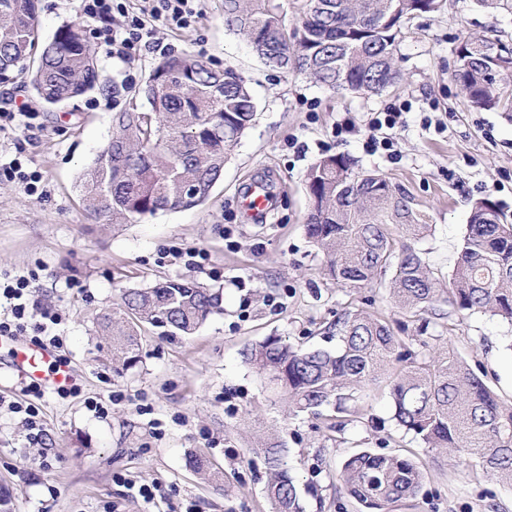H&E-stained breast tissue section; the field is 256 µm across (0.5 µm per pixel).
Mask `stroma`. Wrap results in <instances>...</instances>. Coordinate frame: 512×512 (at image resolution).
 I'll use <instances>...</instances> for the list:
<instances>
[{
	"label": "stroma",
	"mask_w": 512,
	"mask_h": 512,
	"mask_svg": "<svg viewBox=\"0 0 512 512\" xmlns=\"http://www.w3.org/2000/svg\"><path fill=\"white\" fill-rule=\"evenodd\" d=\"M202 15L187 29L159 24L155 36L173 54L187 53L212 67H233L249 81L255 121L224 167L208 201L115 229L93 223L78 184L112 134V116L145 108L137 89L160 55L141 51L120 63L96 48L111 88L54 109L40 108L36 135L0 131V164L18 158L39 171V192L27 195L0 174V279L31 275L32 295L62 317L69 366L81 388L39 402L41 442L31 443L21 415L6 405L23 401L24 385L0 358V490L15 512H270L267 474L259 447L272 440L286 450L305 512H363L339 481L352 453L412 450L426 467L419 493L396 512H512V486L465 468L457 457L434 463L433 453L392 418L386 380L361 392L362 415L332 428L330 421L289 414L288 407L248 365L242 351L268 336L304 347H335L327 336L337 313L364 308L386 320L404 340L417 334L411 314L396 308L385 283L344 288L331 280L326 259L307 235L311 207L307 177L322 157L339 154L354 169L374 170L404 188L423 223L418 244L434 272L450 275L473 204L497 203L512 221V112L474 110L451 73L455 48L466 36L497 33L512 44V14L448 0L445 10L415 19L395 53L398 84L378 94L329 91L303 74L265 66L251 46L224 26V0H201ZM42 41L59 27L83 23L81 0H38ZM408 102L397 130L399 156L365 148L368 113ZM441 118L444 132L424 129ZM354 128L336 137L338 120ZM264 182L272 204L256 223L243 189ZM203 248L198 268L163 259L171 246ZM167 278L198 281L223 291L222 313L194 336H164L145 328L140 361L123 375L101 361V315L124 288ZM444 340L486 382L499 401L512 403V324L491 315L451 312ZM108 402L97 416L86 399ZM210 455L224 470L216 493L185 465L189 452ZM48 467H40V458ZM151 486L144 501L138 485Z\"/></svg>",
	"instance_id": "1"
}]
</instances>
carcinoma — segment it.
Listing matches in <instances>:
<instances>
[{
  "mask_svg": "<svg viewBox=\"0 0 512 512\" xmlns=\"http://www.w3.org/2000/svg\"><path fill=\"white\" fill-rule=\"evenodd\" d=\"M445 0H301L293 26L275 0H224V26L245 39L269 66L300 71L323 87L379 93L397 80L394 57L402 30L438 12ZM38 0H0V84L15 82L39 54L29 85L46 106L105 86L79 24L61 26L52 40L38 33ZM451 73L467 103L512 112V49L498 39L465 38ZM148 109L118 112L112 137L84 174L79 192L97 222L125 226L160 211L187 207L183 191L198 188L204 204L224 165L256 115L245 78L190 55L162 57L138 89ZM312 210L306 230L327 259L329 277L363 288L392 271L389 297L419 316L448 304L470 315L489 313L512 323V224L490 200L475 203L448 287H441L416 244L429 232L411 199L388 179L355 171L349 159L328 155L308 175ZM401 230L396 239L390 227ZM222 292L201 282L166 279L122 292L100 318L110 338L109 360L120 375L140 361L146 326L170 336H192L221 310ZM437 322L421 319L419 346L429 351ZM339 345L303 349L279 336L247 346L243 358L288 403L315 418L325 409L348 412L352 391L384 375L398 425L438 455L452 453L468 467L512 484V405H503L484 380L446 348L429 358L366 310H346L333 323ZM271 512H304L297 485L276 442L262 448ZM186 466L224 490V473L205 454ZM348 495L366 512H388L417 495L423 466L402 455L361 451L340 473Z\"/></svg>",
  "mask_w": 512,
  "mask_h": 512,
  "instance_id": "carcinoma-1",
  "label": "carcinoma"
}]
</instances>
